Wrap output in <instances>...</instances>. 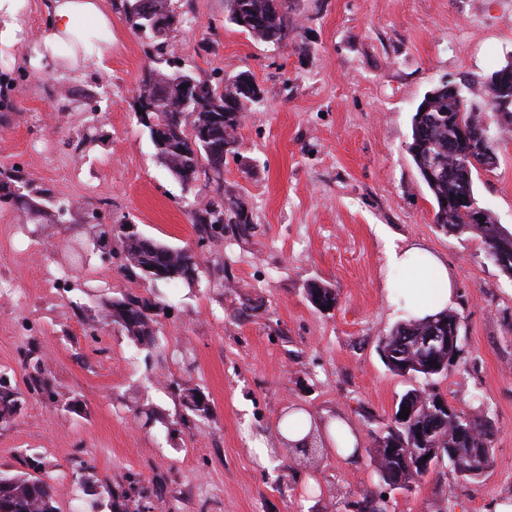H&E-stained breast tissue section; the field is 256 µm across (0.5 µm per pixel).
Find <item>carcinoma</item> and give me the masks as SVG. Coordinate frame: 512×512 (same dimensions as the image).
Segmentation results:
<instances>
[{"mask_svg": "<svg viewBox=\"0 0 512 512\" xmlns=\"http://www.w3.org/2000/svg\"><path fill=\"white\" fill-rule=\"evenodd\" d=\"M115 9L123 13L133 32L150 41L153 58L138 85L137 99L146 112L145 127L149 131L156 156L173 176L188 190L198 186L201 176H209L213 156L238 153L237 129L244 112L260 102L261 90L246 73L226 79H204L185 68L169 72L161 69L162 48L166 41L154 40L142 16L147 8L169 20L172 29L181 23L177 0H114ZM228 20L256 40L275 44L280 31L288 29V0H227ZM486 107L471 103L458 86L450 89L442 82L433 87L418 104L411 121V141L408 151L417 171L433 196V224L451 236L472 233L481 239L488 258H493L500 241L512 240V232L498 224L492 212L478 214L473 203L474 174L483 169L486 156H497L496 140H483L490 127L488 120L496 118L502 103L512 111V61L494 70L483 84ZM200 239L212 240L224 232L215 226L217 216L224 223L235 225L244 234L252 223L246 203L238 196L220 193V199L194 206L190 212ZM89 235L99 250L112 245L125 253L133 270L144 281L154 284L183 280V274L195 266L190 249H178L158 243L136 231L113 232L92 226ZM308 301L319 311L333 310L337 304L334 289L314 283L307 289ZM164 298L159 295L140 297L123 294L105 303L102 320L89 325L94 337L110 327L118 329L149 356H161L169 351L160 336L156 316L165 310ZM462 317L447 311L435 318L401 322L380 339V348L387 352L386 367L403 375L402 358L396 356L402 338L419 339L435 329L460 336ZM460 342L437 349L430 357L413 348L408 351L412 365L410 379L418 386L407 390L399 400L396 414L379 430L371 465L378 484L404 480V489L420 481L429 470L419 466L426 456L437 458L438 450L448 449L444 458L452 471L462 480L475 482L483 477L494 462L493 439L495 427L482 412H456L453 405L440 414L429 413L428 406L442 398L436 378L454 367L460 359ZM28 367L34 376L29 386L44 387L45 368L42 359L30 357ZM442 368H436V365ZM0 419L5 420L19 410L22 392L11 382L7 373L0 372ZM200 389L186 385L178 389L182 406L179 424L191 417L201 423L211 417L208 402L199 399ZM410 414L398 417L402 404ZM289 451L303 447V457L318 451L317 437L307 435L296 443H286ZM97 483L94 472L87 468L81 473L77 497L79 512H99L92 488ZM57 488L43 476L27 472L0 471V509L3 512H57ZM112 512H141V501L126 490L112 492Z\"/></svg>", "mask_w": 512, "mask_h": 512, "instance_id": "cac0c4a2", "label": "carcinoma"}]
</instances>
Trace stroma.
Masks as SVG:
<instances>
[{
  "instance_id": "1",
  "label": "stroma",
  "mask_w": 512,
  "mask_h": 512,
  "mask_svg": "<svg viewBox=\"0 0 512 512\" xmlns=\"http://www.w3.org/2000/svg\"><path fill=\"white\" fill-rule=\"evenodd\" d=\"M178 7L185 24L170 41L186 68L245 71L262 90L238 130V157L224 165V188L244 200L254 230L207 243L221 288L159 284L170 353L149 363L120 331L96 343L85 335L107 300L150 291L120 256L89 252L85 272L60 292L34 270L69 265L64 248L86 240L91 212L171 247L198 240L183 186L134 106L143 43L116 12L95 40L101 66L73 65L67 52L29 66L49 14L43 0H26L18 42L0 47V170L18 172L42 208L0 207V289L12 293L0 299V368L22 386L24 359L39 355L66 397L26 394L22 410L0 420V468L21 472L42 454L58 512L74 508L82 461L101 480L100 512H112L111 488L132 476L150 512H342L341 501L376 490L374 433L411 386L379 345L398 322L382 291L384 251L413 240L447 257L463 318L460 359L438 388L455 406L489 413L495 460L476 482L440 466L392 494L391 510L491 512L512 498V279L480 239L436 228L407 144L433 86L465 83L479 102L483 77L512 60V0H291L283 48L229 23L226 0ZM498 141L497 165L475 188L512 231V133ZM313 281L335 289L333 311L307 302ZM174 380L200 387L212 417L170 436L131 406L140 396L176 417ZM292 404L344 414L360 433L359 458L292 457L278 436ZM258 441L273 450L267 463Z\"/></svg>"
}]
</instances>
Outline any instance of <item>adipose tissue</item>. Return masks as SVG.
Here are the masks:
<instances>
[{
  "instance_id": "1",
  "label": "adipose tissue",
  "mask_w": 512,
  "mask_h": 512,
  "mask_svg": "<svg viewBox=\"0 0 512 512\" xmlns=\"http://www.w3.org/2000/svg\"><path fill=\"white\" fill-rule=\"evenodd\" d=\"M49 23L42 37V49L32 58V65L41 59L56 56L60 46L75 33L80 23L99 27L110 24L106 0H48ZM387 300L395 310L423 318L456 303L457 290L446 260L434 250L417 244L389 245L385 251ZM300 427L296 437H303L309 425H316L329 454L352 457L359 438L342 418H313L311 413H296Z\"/></svg>"
}]
</instances>
